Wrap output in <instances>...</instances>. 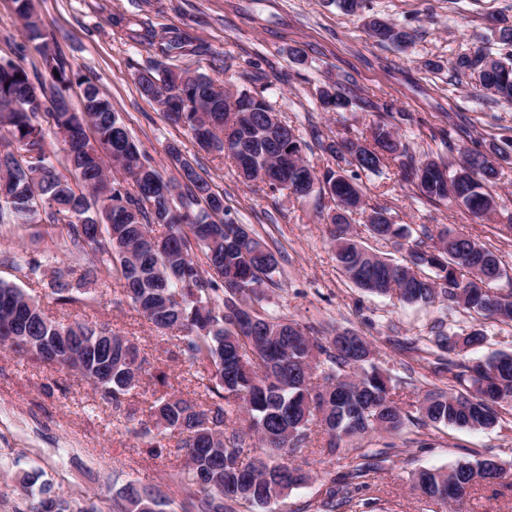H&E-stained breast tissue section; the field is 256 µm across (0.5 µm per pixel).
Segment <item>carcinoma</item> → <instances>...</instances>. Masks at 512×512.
<instances>
[{
    "instance_id": "carcinoma-1",
    "label": "carcinoma",
    "mask_w": 512,
    "mask_h": 512,
    "mask_svg": "<svg viewBox=\"0 0 512 512\" xmlns=\"http://www.w3.org/2000/svg\"><path fill=\"white\" fill-rule=\"evenodd\" d=\"M27 39L36 43L45 72L27 68L24 46L15 57L0 58V224H46L63 243L86 255L85 266H51L45 252L18 262L25 276L51 290L60 306L78 301L76 292L100 277L123 287L128 300L153 325L161 341L174 342L199 374L204 394L196 399L159 397L142 417L123 410L126 397L144 376L164 386L167 374L151 371L137 345L107 324L63 323L15 283L0 280V325L9 322L32 340L7 347L21 359L56 364L76 362L78 373L101 398L124 415L125 431L160 448L177 438L186 463L177 481L196 496L197 512H262L310 476L290 457L308 447L313 429L326 435L320 453L342 460L343 448L371 433L401 434L419 420L434 426L485 429L495 426L512 405V354L471 358L486 340L484 330L437 331L430 339L461 389L407 395L382 368L365 336L341 330L312 336L299 323L269 313L265 288L276 283V255L224 208V194L202 177L175 144L167 154L182 181L168 182L132 140L112 101L93 78L72 68L43 29L33 0H14ZM371 35L404 47L411 35L404 26L377 18ZM506 52L477 48L452 62L469 78L475 98L491 95L512 103V24L498 28ZM154 65L140 70V94L156 103L168 123L189 130L200 149L230 159L247 184L258 182L272 195L288 190L298 199L328 196L332 207L322 216L331 231L339 270L356 287L394 296L407 304L440 302L461 307L482 319L512 324V291L492 284L504 275L500 258L472 235L443 224L437 232L396 224L384 207L366 209L359 173L381 174L390 165L412 177L425 200L467 210L493 221L498 203L491 193L507 152L495 143L462 152L457 166L441 157L420 160L395 131L391 118L414 122L394 105L376 114L367 130L349 127L333 137L311 130L318 150L337 168H319L303 157L305 143L281 118L258 76L252 91L224 90L206 74L190 75L166 64L184 51L189 39L171 30L155 43ZM81 89V108L69 91ZM319 107L344 112L350 101L334 85L319 90ZM63 135L66 165L81 184L77 190L50 160L46 127ZM123 165L124 179L99 188L103 172ZM366 237L404 251L401 258L372 250ZM52 267L49 279L45 268ZM258 437L255 449L243 429ZM384 450L362 454V463L332 476L315 512H366L370 503L355 498L357 481L381 470ZM42 473L25 471L18 482L25 512L42 503L47 512H102L93 495L75 499L57 492ZM512 476L493 458L460 461L450 469H418L409 481L442 512H463L480 484H500ZM122 512H163L165 500L129 481L118 491Z\"/></svg>"
}]
</instances>
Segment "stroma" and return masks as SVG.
I'll return each instance as SVG.
<instances>
[{
  "label": "stroma",
  "mask_w": 512,
  "mask_h": 512,
  "mask_svg": "<svg viewBox=\"0 0 512 512\" xmlns=\"http://www.w3.org/2000/svg\"><path fill=\"white\" fill-rule=\"evenodd\" d=\"M48 32L65 59L93 77L111 99L133 139L150 163L167 178L179 172L166 148L178 144L185 156L224 194V205L276 254L279 273L266 291L265 306L276 314L315 329L348 328L367 336L381 364L402 380L405 391L419 394L454 383L437 375L435 355L408 353L400 341L428 335L435 321L449 332L475 325L466 311L443 312L440 306L408 305L355 287L338 270L329 228L320 214L330 201L311 196L298 200L288 192H254L224 160L198 149L188 130L170 126L157 107L141 96L135 78L150 66L154 54L134 44L129 33L151 28L156 38L177 27L192 39L190 50L173 61L175 68L204 73L232 90L245 85L242 72L260 73L277 82L276 107L283 119L308 137L311 127L326 136L342 125L365 128L373 113L394 101L401 111L423 120V129L397 122L396 128L416 157L441 154L458 161L471 142L499 143L512 139V106L472 98L467 78H456L451 63L464 52L501 49L496 40L499 20L512 19V0H369L365 10L344 14L334 0H34ZM411 27L414 41L400 49L373 38L370 18ZM224 59V68L214 66ZM328 84L345 89L352 101L347 112H325L318 92ZM457 126L452 146L439 134ZM365 200L387 208L394 222L445 224L463 229L494 251L504 276L496 287L512 292V233L483 224L460 208L449 210L421 199L398 169L360 180ZM54 250L64 265L81 266V254L54 245L41 224H0V279L25 288L56 320L88 325L109 324L134 340L151 365L168 374L166 386L146 382L131 397L141 409L163 392L193 398L194 370L178 352H162L150 323L123 298L120 284L81 295L78 302L55 304L48 289L32 285L9 262L11 256ZM112 406L79 375L51 365L27 361L0 350V512L20 505L17 474L39 469L57 491L74 497L115 495L132 481L169 501L180 512L187 499L173 474L184 463L174 441L151 448L124 430L105 434L104 420ZM428 447H419V440ZM384 469L369 479L364 497L375 512H431L408 480L410 471L446 470L457 461L491 457L512 465V415L490 429L408 427L394 437ZM322 435L313 449L295 462L310 481L292 490L275 512H300L314 502L329 474L339 465L321 454Z\"/></svg>",
  "instance_id": "obj_1"
}]
</instances>
